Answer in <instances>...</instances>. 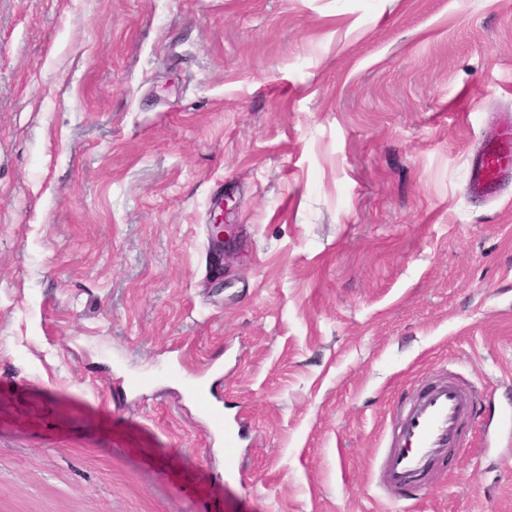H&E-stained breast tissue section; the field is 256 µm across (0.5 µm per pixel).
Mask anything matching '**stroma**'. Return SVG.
<instances>
[{"instance_id": "stroma-1", "label": "stroma", "mask_w": 512, "mask_h": 512, "mask_svg": "<svg viewBox=\"0 0 512 512\" xmlns=\"http://www.w3.org/2000/svg\"><path fill=\"white\" fill-rule=\"evenodd\" d=\"M506 106L512 0H0V512H512ZM449 373L469 447L380 492ZM512 162V113L501 112L499 137L491 144H485L480 153L471 161L467 186L471 196L478 199L493 198ZM212 427L219 431L224 432V457L229 473L235 472V461H236V448L237 439L235 434L236 427L230 426L229 424L224 426L223 415L220 413H214L211 418Z\"/></svg>"}]
</instances>
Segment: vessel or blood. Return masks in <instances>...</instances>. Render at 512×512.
<instances>
[{
  "instance_id": "1",
  "label": "vessel or blood",
  "mask_w": 512,
  "mask_h": 512,
  "mask_svg": "<svg viewBox=\"0 0 512 512\" xmlns=\"http://www.w3.org/2000/svg\"><path fill=\"white\" fill-rule=\"evenodd\" d=\"M512 168V113L499 117V137L484 145L471 161L467 186L471 196L493 198L508 169ZM470 392L453 380L430 384L410 400L393 429L377 471V484L386 491H410L423 479L428 466L446 449L459 447L460 429L465 419L474 417ZM211 424L224 434L227 467H234L237 439L234 427L225 425L221 414H213Z\"/></svg>"
}]
</instances>
